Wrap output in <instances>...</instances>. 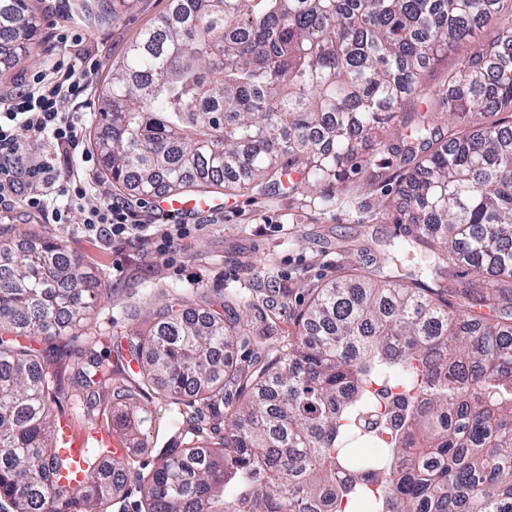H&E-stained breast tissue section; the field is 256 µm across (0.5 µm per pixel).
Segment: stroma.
<instances>
[{"label":"stroma","instance_id":"obj_1","mask_svg":"<svg viewBox=\"0 0 512 512\" xmlns=\"http://www.w3.org/2000/svg\"><path fill=\"white\" fill-rule=\"evenodd\" d=\"M82 0H33L38 47L27 62L10 67L0 99L9 98L22 76L39 66L61 62L83 73L96 70L86 92L67 102L66 111L81 113L86 134L98 120L102 88L138 34L168 13L172 0H135L119 17L90 14ZM398 170L391 153L350 172L346 191L319 186L289 190L287 185L262 191H220L222 210L186 217L188 236L159 248L158 230L174 223L155 197L113 184L102 165L86 176L95 195L127 202L152 228L112 239L86 231L85 215L74 209L68 221L31 212L22 197L0 207V240L27 247L34 236L54 237L67 252L94 272L104 293L94 310L95 330L111 335L96 351L110 356L112 342L139 328L156 309L184 297L203 296L208 311L238 314L242 331L228 351L233 367L251 370L271 350L295 340L298 319L313 288L357 267L376 274L380 257L391 243L403 240L407 225L379 212L394 199Z\"/></svg>","mask_w":512,"mask_h":512}]
</instances>
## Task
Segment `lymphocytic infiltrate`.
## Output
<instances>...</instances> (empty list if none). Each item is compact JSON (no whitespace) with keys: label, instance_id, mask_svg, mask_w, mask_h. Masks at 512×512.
Returning <instances> with one entry per match:
<instances>
[{"label":"lymphocytic infiltrate","instance_id":"lymphocytic-infiltrate-1","mask_svg":"<svg viewBox=\"0 0 512 512\" xmlns=\"http://www.w3.org/2000/svg\"><path fill=\"white\" fill-rule=\"evenodd\" d=\"M86 89L85 79L56 64L32 71L21 90L0 100V202L20 194L30 209L40 213L60 188L69 206L86 212L87 230L121 237L139 229L141 222L128 207L93 195L75 155L84 138L82 117L64 109L67 100L78 98ZM30 134L47 137L51 152L25 158L23 143Z\"/></svg>","mask_w":512,"mask_h":512}]
</instances>
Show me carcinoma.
<instances>
[{
    "label": "carcinoma",
    "mask_w": 512,
    "mask_h": 512,
    "mask_svg": "<svg viewBox=\"0 0 512 512\" xmlns=\"http://www.w3.org/2000/svg\"><path fill=\"white\" fill-rule=\"evenodd\" d=\"M512 0H175L102 92L92 145L141 195L344 190L388 148L411 225L375 283L357 268L315 289L302 333L250 375L223 432L224 348L240 328L166 304L115 361L63 342L88 326L97 282L62 245L0 242V504L107 512L132 477L138 512H512ZM29 0H0V51L36 48ZM443 87L426 73L460 46ZM410 128L389 143L394 126ZM21 336L40 348L16 343ZM139 371L131 375V363ZM63 366L81 408L175 411L176 441L143 471L49 484ZM404 387V422L363 459L372 389Z\"/></svg>",
    "instance_id": "1"
}]
</instances>
